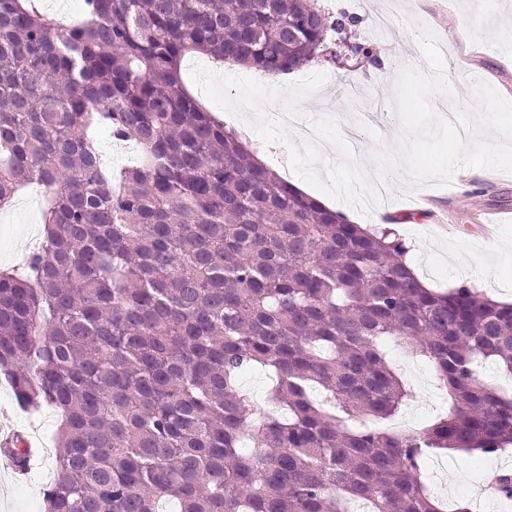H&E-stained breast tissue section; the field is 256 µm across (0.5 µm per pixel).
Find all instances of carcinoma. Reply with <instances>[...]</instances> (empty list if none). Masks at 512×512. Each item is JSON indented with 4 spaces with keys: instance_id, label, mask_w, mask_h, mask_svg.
<instances>
[{
    "instance_id": "1",
    "label": "carcinoma",
    "mask_w": 512,
    "mask_h": 512,
    "mask_svg": "<svg viewBox=\"0 0 512 512\" xmlns=\"http://www.w3.org/2000/svg\"><path fill=\"white\" fill-rule=\"evenodd\" d=\"M361 18L319 0H84L59 27L0 0V206L48 188L25 270L0 272V374L60 417L45 512H441L427 451L512 444V303L439 292L404 241L297 191L211 115L182 63L270 76L343 52ZM141 148L107 165L90 131ZM425 357L452 399L389 431L409 393L385 345ZM275 378L254 416L246 368ZM0 453L23 472L20 436Z\"/></svg>"
}]
</instances>
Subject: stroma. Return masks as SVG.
Instances as JSON below:
<instances>
[{
	"label": "stroma",
	"mask_w": 512,
	"mask_h": 512,
	"mask_svg": "<svg viewBox=\"0 0 512 512\" xmlns=\"http://www.w3.org/2000/svg\"><path fill=\"white\" fill-rule=\"evenodd\" d=\"M329 13L345 10L362 15L354 32L356 41L376 45L386 66L354 60L340 65L321 57L303 69L276 78L258 70L227 65L229 75L247 74L264 84L286 86L312 73L323 72L326 84L301 105L307 117H337L341 127L356 130L363 145L357 160L372 180H379V166L371 155L376 148L370 131L358 128L369 119L371 129L400 135L401 127L391 106L399 70L412 66L426 70L418 25L429 26L446 61L447 77L458 97L472 99V80L491 85L512 101V59L492 49L512 39V0H321ZM359 224H382L393 219L395 229L410 247L413 266L427 287L445 290L469 283L485 295L512 300V173L494 169L459 170L451 185L423 187L404 194L400 185L372 203L368 214L351 212ZM34 217L25 207L0 209V269L18 267L20 250L37 244L32 232ZM400 376L412 396L397 413V420L414 428L429 425L447 408V395L439 389L429 364L402 353L394 356ZM38 428L48 446L42 451L39 474L52 476L55 449L51 445L57 415L45 408L33 413L17 409L9 385L0 379V431ZM446 466L448 485L461 496L477 494L501 472L512 473V447L499 452L494 465L481 462L478 452L451 451L439 455ZM0 512H44L43 497L33 478L17 479L0 469Z\"/></svg>",
	"instance_id": "1"
}]
</instances>
